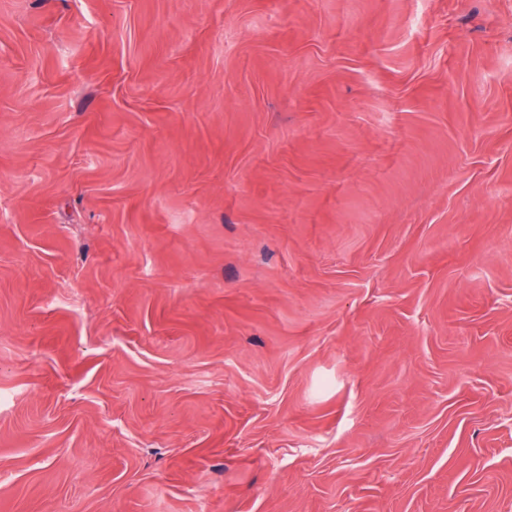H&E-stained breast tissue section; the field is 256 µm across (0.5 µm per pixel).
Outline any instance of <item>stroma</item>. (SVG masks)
I'll use <instances>...</instances> for the list:
<instances>
[{
	"instance_id": "1",
	"label": "stroma",
	"mask_w": 512,
	"mask_h": 512,
	"mask_svg": "<svg viewBox=\"0 0 512 512\" xmlns=\"http://www.w3.org/2000/svg\"><path fill=\"white\" fill-rule=\"evenodd\" d=\"M0 512H512V0H0Z\"/></svg>"
}]
</instances>
